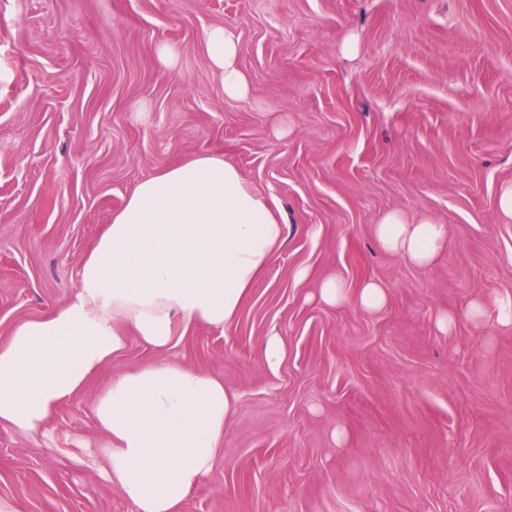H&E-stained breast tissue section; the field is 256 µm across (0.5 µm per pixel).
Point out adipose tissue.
I'll list each match as a JSON object with an SVG mask.
<instances>
[{"mask_svg": "<svg viewBox=\"0 0 512 512\" xmlns=\"http://www.w3.org/2000/svg\"><path fill=\"white\" fill-rule=\"evenodd\" d=\"M204 43L225 96L248 97L235 32L210 28ZM373 232L380 249L419 267L448 243L447 225L398 211L381 215ZM283 244L275 201L222 155L201 154L143 179L83 256L70 299L17 323L0 343V429L42 430L129 337L164 353L193 327H229ZM315 296L330 306L351 298L369 312L388 300L372 279L351 293L325 280ZM237 400L222 376L177 362L114 373L93 402L106 479L134 512H181L223 454Z\"/></svg>", "mask_w": 512, "mask_h": 512, "instance_id": "adipose-tissue-1", "label": "adipose tissue"}]
</instances>
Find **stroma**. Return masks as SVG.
<instances>
[{
  "mask_svg": "<svg viewBox=\"0 0 512 512\" xmlns=\"http://www.w3.org/2000/svg\"><path fill=\"white\" fill-rule=\"evenodd\" d=\"M217 25L239 38L248 99L207 61ZM0 69L1 343L71 296L159 171L223 154L284 214L235 322L165 354L240 395L182 512H512V332L435 325L512 294V0H0ZM390 210L447 225L432 266L377 248ZM329 277L377 280L387 304L313 300ZM92 400L34 435L0 430V512H133L98 471Z\"/></svg>",
  "mask_w": 512,
  "mask_h": 512,
  "instance_id": "obj_1",
  "label": "stroma"
}]
</instances>
